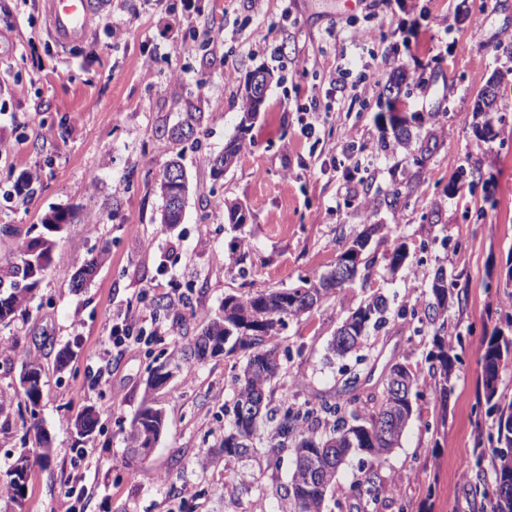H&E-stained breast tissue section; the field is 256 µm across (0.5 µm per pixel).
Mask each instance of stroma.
<instances>
[{
	"label": "stroma",
	"instance_id": "1",
	"mask_svg": "<svg viewBox=\"0 0 512 512\" xmlns=\"http://www.w3.org/2000/svg\"><path fill=\"white\" fill-rule=\"evenodd\" d=\"M374 29V42L354 34ZM348 69L346 88L324 75ZM272 82L236 163L213 179L208 158L236 135L250 74ZM410 78L407 95L389 106L383 88L393 70ZM500 75L497 136L474 134L477 97ZM202 121L184 144L191 185L184 221L162 224L155 181L173 145L167 132L184 112ZM414 118L410 149L382 147L391 112ZM431 154L413 161L421 143ZM479 168L489 191L453 190L459 168ZM30 178L27 193L13 186ZM406 205L384 199L394 188ZM241 204L251 218L235 228L216 199ZM54 207L80 221L59 234L53 265L26 318L0 325V345L46 372L41 418L53 448L34 465L24 512H67L68 479L82 464L83 512H275L287 470L266 472L258 458L225 464L215 451L232 408L236 356L207 358L149 392L148 367L160 353L187 346L202 317L228 295L297 286L330 269L365 225H382L354 287L301 319L280 342L289 360L280 378L291 399L319 401L341 388L326 348L347 312L385 295L394 316L366 342L361 395H381L395 361L429 378L433 326L400 318L422 306L437 271L458 284L445 334L460 360L447 408L418 401L399 448L379 471L399 485L414 512H481L470 486L472 459L492 420L476 413L482 396V339L512 313L506 273L512 268V0H384L350 9L345 0H112L88 38L60 51L42 0H0V261L41 229ZM244 239V259L228 253ZM400 238L409 259L388 265V241ZM106 261L80 290L67 275L92 249ZM179 296L156 336L143 324L141 343L103 361L112 316L129 307L155 313L169 279ZM74 357L56 371L63 345ZM166 415L150 460L127 464L124 428L145 397ZM95 405L100 430L76 444L68 420ZM208 468H201L202 460ZM245 478L250 492L224 498L225 476Z\"/></svg>",
	"mask_w": 512,
	"mask_h": 512
}]
</instances>
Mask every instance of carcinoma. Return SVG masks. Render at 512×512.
I'll return each instance as SVG.
<instances>
[{
    "label": "carcinoma",
    "mask_w": 512,
    "mask_h": 512,
    "mask_svg": "<svg viewBox=\"0 0 512 512\" xmlns=\"http://www.w3.org/2000/svg\"><path fill=\"white\" fill-rule=\"evenodd\" d=\"M242 98L244 107L238 134L230 139L224 151L209 160L214 177L217 176V167L224 165L227 157H238L256 117L249 93L243 92ZM199 121L197 113H187L179 131H170V138L181 142L183 133L188 139L193 137ZM155 187L163 200L160 222L176 223L168 213V196L172 194V187L165 182V175L159 176ZM75 215L76 212L70 208L52 209L42 220V230L19 246L17 259L0 265V323L28 314L32 295L51 266L56 237L75 223ZM380 231V225L369 224L348 243L350 248H360L359 264H367L364 257L366 241ZM106 254L107 249L103 248L85 260L71 274V288L77 290L84 287L104 262ZM408 258L405 245L394 244L388 255L390 269L404 265ZM312 284L313 281L305 279L301 285L292 288L224 297L219 310L205 313L201 332L189 346L162 361L163 365L180 373L219 352L231 354L238 348L248 351L234 375L233 416L224 429L219 453L229 461L261 452L265 454L268 465L275 467L279 466L283 455L291 456L293 470L283 495L287 507L279 512H325L328 496L336 489V474L353 455L361 456L364 477L344 489L342 494L348 498L377 503L383 493V486L378 482V471L386 456L399 447L403 431L416 412L417 400L423 397V383L417 373L404 362L393 364L389 373H405L411 393L410 399L401 405L398 425L392 434L386 433L383 428L388 405V382H383L385 388L381 397L371 395L362 403L356 394L362 384L360 370L346 368L342 371L343 388L332 400L323 398L317 403L308 401L300 405L286 395L273 400V384L282 373V364L277 361L270 363L267 358L279 355V336L286 321L312 312L299 299L301 291ZM455 287L454 283L445 286L433 283L431 297L422 312L413 309L399 313L401 317L409 315L421 324L426 322L436 327L428 361L431 362V377L434 380L431 393L436 395L443 407L447 406L451 393L450 381L455 364L459 361L458 355L448 345V339L441 335ZM387 314V299L382 295L373 296L346 318L355 338L347 345L332 339L330 352L338 357L357 352L369 327L385 323ZM509 362H512V336L498 329L493 335L483 338L480 378L485 414L493 418L494 432L488 435L487 441H479L469 468L477 469L473 495L488 500L490 512H512V401L503 400L499 394L501 372ZM42 372L41 363L23 361L20 373L26 374L30 385L19 384V390L12 395L0 391V435L10 434L17 416L26 425L18 439L19 446L15 447V460L0 478V500H7L18 509L22 507L31 470L30 448L41 449L36 461L46 464L50 459V440L40 418ZM255 397L262 401L261 420L270 423L266 439L258 434V425L241 419L238 414L239 405ZM69 425L77 442L91 439L99 426L94 406H85L71 417ZM164 427L162 410L152 405L150 399H144L125 430L129 460L139 463L148 460ZM487 456L494 460V477L490 484L485 481L482 470Z\"/></svg>",
    "instance_id": "carcinoma-1"
}]
</instances>
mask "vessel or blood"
<instances>
[{"label":"vessel or blood","instance_id":"b4317fda","mask_svg":"<svg viewBox=\"0 0 512 512\" xmlns=\"http://www.w3.org/2000/svg\"><path fill=\"white\" fill-rule=\"evenodd\" d=\"M110 0H44L52 37L61 50L85 40L92 23L109 7Z\"/></svg>","mask_w":512,"mask_h":512}]
</instances>
